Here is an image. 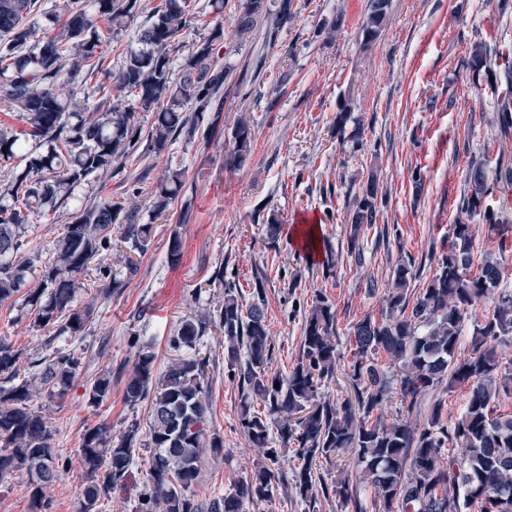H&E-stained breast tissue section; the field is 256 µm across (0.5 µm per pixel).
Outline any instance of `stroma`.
Instances as JSON below:
<instances>
[{"label": "stroma", "instance_id": "1", "mask_svg": "<svg viewBox=\"0 0 512 512\" xmlns=\"http://www.w3.org/2000/svg\"><path fill=\"white\" fill-rule=\"evenodd\" d=\"M159 2L137 0L128 28L103 48L98 80L112 85ZM209 2L194 0L193 25L170 55L181 65L194 43L223 28L217 63L231 78L216 127L163 153L132 156L121 170L90 177L74 191L88 203L125 200L141 218H151L150 190L169 169H185L183 191L153 218L152 242L137 258L135 275L123 274L125 227L116 224L105 263L120 274V284L101 300L106 276L94 265L83 274L88 296L98 299L83 337L35 329L23 297L0 303V338L24 357L58 350L85 357L76 387L61 402L43 405L60 455L75 458L86 428L104 423L117 437L130 424L139 426L128 484L101 499L102 512H135L150 483L151 403L129 407L124 384L116 381L111 397L93 407L85 387L107 368H132L143 348L155 353V370L163 372L176 356L168 340L180 321L222 302L223 288L211 284L215 271L235 285L244 305L261 302L272 371L295 363L305 317L319 297L336 311L338 349L350 355L354 324L367 314L380 316L398 264L415 262L422 278L432 276L430 257L441 252L458 220L468 169L512 159V134H501L496 123L499 98L512 94L505 78L512 66V0H391L385 27L368 45L361 35L368 0H294L293 18L271 40L261 26L237 36L240 0H224L220 16ZM480 42L488 47L487 66L476 73L467 59ZM242 118L251 127L252 150L225 162ZM372 173L385 202L354 244L349 212ZM72 209L65 203L34 217L22 258L36 249L50 252ZM304 214L321 237L313 258L295 240ZM273 219L280 224L275 235L268 227ZM175 229L183 251L177 263L167 256ZM195 351L209 360L210 429L224 440L220 453L204 456L202 480L190 492L206 503L229 492L261 454L239 424L241 392L224 371L223 336L207 331Z\"/></svg>", "mask_w": 512, "mask_h": 512}]
</instances>
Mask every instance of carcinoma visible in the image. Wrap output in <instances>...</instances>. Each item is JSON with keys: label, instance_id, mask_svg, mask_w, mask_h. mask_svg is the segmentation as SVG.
Instances as JSON below:
<instances>
[{"label": "carcinoma", "instance_id": "obj_1", "mask_svg": "<svg viewBox=\"0 0 512 512\" xmlns=\"http://www.w3.org/2000/svg\"><path fill=\"white\" fill-rule=\"evenodd\" d=\"M391 0H370L362 36L373 42L384 28ZM38 0H0V99L19 112L26 129L0 128V159L20 158L24 170L0 194V303L23 293L37 311L33 327L54 329L76 337L94 314L93 305L77 304L78 275L93 258L112 247L111 228L126 225L130 251L144 254L152 241L153 224L142 223L135 209L120 201L74 207L70 223L47 258L18 257L30 217L45 214L72 198L87 177L106 172L116 160L144 147L160 153L183 135L192 140L212 128L211 112L228 71L217 66L224 32L215 29L181 65L173 78L169 47L191 27L192 0H161L150 23L137 35L122 70L115 78L117 97H130L125 108L112 107L97 119L86 116L93 87L78 101L61 95L58 81L65 67L100 69L103 44L128 27L137 0H66L60 14L42 12ZM292 0H242L238 32L245 35L257 21L277 33L292 17ZM62 26L55 37L38 39L40 31ZM487 50L482 43L469 52L468 64L481 70ZM138 112L152 113L148 133ZM501 131H512V100L498 108ZM46 146L26 150L29 140ZM252 134L242 120L236 127L227 159L251 151ZM468 194L461 212L483 214L495 234L498 250L507 247L497 214L487 204L498 188L512 185V161L497 160L494 174L483 164L470 169ZM185 171L171 168L156 184L152 213L158 217L180 195ZM379 183L370 175L349 213L351 241L376 223ZM472 225H450L448 246L436 259L435 271L418 293L409 291L416 273L410 263L393 271L380 317L365 315L353 325L355 350L346 378L350 394L330 401L322 397L341 360L337 318L323 298L305 317L297 362L286 374L271 373V339L264 310L244 308L238 289L224 283L217 317L206 312L180 322L171 346L193 348L213 322L224 334V369L233 373L243 393L240 424L262 461L239 479L223 497L199 504L188 492L201 480L206 450L220 451L223 439L209 430L207 360L174 358L155 375V354L138 352L128 372L124 401L135 406L149 398L152 421L149 442L151 484L138 498L135 512H243L247 502L271 501L282 487L316 508L329 496L349 512H512V412L500 411V400L512 397V362L502 361L498 345L512 341V289L502 287L504 268L488 253L478 272L471 271ZM492 299L482 317L471 321L467 355H461L463 333L474 304ZM390 360L383 368L380 354ZM21 352L0 339V482L16 472L29 477L32 512H49L44 489L71 466L52 446L53 435L36 399H64L82 372V357L73 350L57 351L30 361L32 375L19 378ZM468 387L462 410L452 416L445 402H436L425 422L412 415L422 395L439 386ZM399 391L407 418L386 421L383 415L391 389ZM88 403L98 406L112 395V370L99 373L85 389ZM266 409L251 410V400ZM278 419V438L270 436L269 420ZM138 425L131 424L113 439L105 426L84 431L78 448V473L84 483L78 512H99L101 492L119 481L133 461ZM279 446H274V443ZM293 449L299 467L286 471L285 451ZM355 454V465L371 494L361 492L344 468L326 482L317 471L324 459Z\"/></svg>", "mask_w": 512, "mask_h": 512}]
</instances>
